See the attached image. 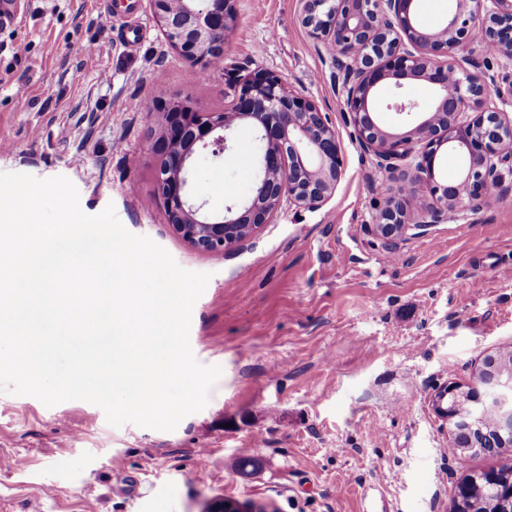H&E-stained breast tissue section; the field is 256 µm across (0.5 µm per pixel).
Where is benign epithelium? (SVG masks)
<instances>
[{
    "label": "benign epithelium",
    "mask_w": 512,
    "mask_h": 512,
    "mask_svg": "<svg viewBox=\"0 0 512 512\" xmlns=\"http://www.w3.org/2000/svg\"><path fill=\"white\" fill-rule=\"evenodd\" d=\"M235 0H149L163 35L185 59L206 66L223 56L234 19ZM437 28L423 27L416 0H300L302 24L335 68L336 94L363 149L380 168L410 160L405 179L387 191L388 201L375 224L393 240L413 227L439 224L466 210H478L490 195L501 196L512 175V113L499 107L500 82L512 90V0H453ZM480 33L486 52L503 61L504 72L489 73L486 60L469 55L446 59L448 52L473 42ZM424 80L438 97L431 111L410 130L383 127L372 116L380 92L394 96L397 114L410 115L417 104L404 81ZM167 112L162 158L156 169L157 194L174 230L198 250L224 253L272 223L283 202L321 207L343 172L336 130L316 102L286 87L277 75L258 70L237 82L230 105L201 112L187 98L160 104ZM243 120L260 131V178L250 204L239 212L227 207L208 214L190 203L187 168L200 150L219 157L227 149L226 131ZM464 158L459 182L436 180L434 161L442 149ZM492 405L501 416L487 448L512 446V372L502 356H484L468 385L449 384L433 396L436 414L455 431L459 419L479 420ZM213 512H271L264 504L221 501Z\"/></svg>",
    "instance_id": "obj_1"
}]
</instances>
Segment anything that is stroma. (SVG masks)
Listing matches in <instances>:
<instances>
[{
	"mask_svg": "<svg viewBox=\"0 0 512 512\" xmlns=\"http://www.w3.org/2000/svg\"><path fill=\"white\" fill-rule=\"evenodd\" d=\"M136 2L132 14L113 0H14V24L0 30V141L11 146L0 172L66 177L85 214L114 206L127 231L209 273L189 342L222 374L206 407L170 432L111 426L83 400L49 407L0 393V503L206 512L234 498L275 512H450L464 470L432 397L469 383L485 353L512 351V191L387 244L375 228L381 188L407 164L377 167L360 147L299 0H236L224 56L205 70L170 47L148 0ZM135 21L147 36L131 48ZM259 69L326 113L343 174L322 207H282L238 247L205 253L156 196L155 106L187 95L223 109L229 77ZM229 147L193 162L191 195L210 213L247 203L258 178L237 162L258 155L257 129L239 124ZM246 456L261 458L255 474L234 468ZM123 472L139 475L136 491Z\"/></svg>",
	"mask_w": 512,
	"mask_h": 512,
	"instance_id": "obj_1",
	"label": "stroma"
}]
</instances>
